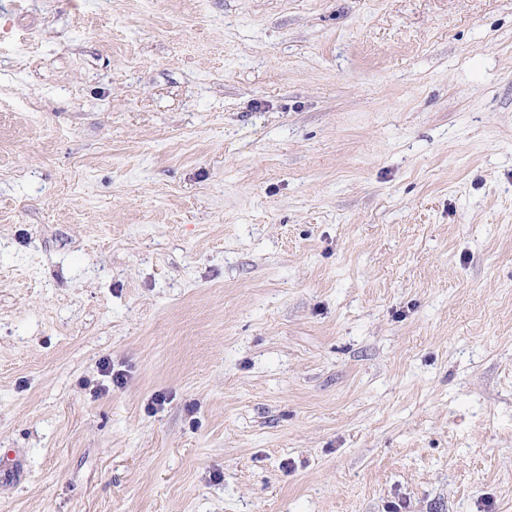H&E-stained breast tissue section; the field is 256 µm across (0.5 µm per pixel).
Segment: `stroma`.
I'll use <instances>...</instances> for the list:
<instances>
[{
  "mask_svg": "<svg viewBox=\"0 0 512 512\" xmlns=\"http://www.w3.org/2000/svg\"><path fill=\"white\" fill-rule=\"evenodd\" d=\"M0 512H512V0H0Z\"/></svg>",
  "mask_w": 512,
  "mask_h": 512,
  "instance_id": "stroma-1",
  "label": "stroma"
}]
</instances>
